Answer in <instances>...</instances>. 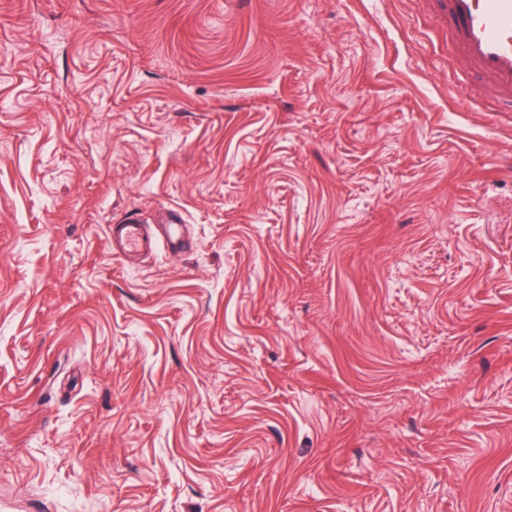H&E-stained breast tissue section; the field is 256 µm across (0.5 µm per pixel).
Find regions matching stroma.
<instances>
[{
    "label": "stroma",
    "mask_w": 512,
    "mask_h": 512,
    "mask_svg": "<svg viewBox=\"0 0 512 512\" xmlns=\"http://www.w3.org/2000/svg\"><path fill=\"white\" fill-rule=\"evenodd\" d=\"M493 97L428 0H0V512H512ZM183 224H138L129 221L110 226L112 243L125 256L151 253L157 244L167 245L170 250L185 246Z\"/></svg>",
    "instance_id": "obj_1"
}]
</instances>
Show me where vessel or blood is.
<instances>
[{
    "mask_svg": "<svg viewBox=\"0 0 512 512\" xmlns=\"http://www.w3.org/2000/svg\"><path fill=\"white\" fill-rule=\"evenodd\" d=\"M433 13L455 37L461 66L494 86L512 109V0H431ZM115 248L126 256L152 252L163 244L183 249V227L177 223L129 221L110 227Z\"/></svg>",
    "mask_w": 512,
    "mask_h": 512,
    "instance_id": "vessel-or-blood-1",
    "label": "vessel or blood"
}]
</instances>
